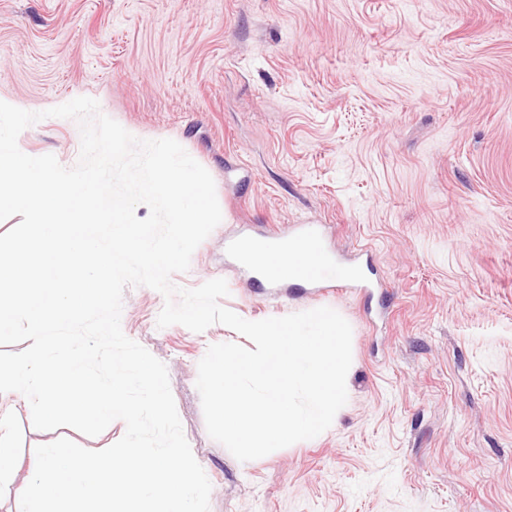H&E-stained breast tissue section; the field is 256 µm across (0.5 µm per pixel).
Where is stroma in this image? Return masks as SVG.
<instances>
[{
	"label": "stroma",
	"mask_w": 512,
	"mask_h": 512,
	"mask_svg": "<svg viewBox=\"0 0 512 512\" xmlns=\"http://www.w3.org/2000/svg\"><path fill=\"white\" fill-rule=\"evenodd\" d=\"M87 96L211 174L221 223L173 283L225 279L247 320L326 306L352 328L348 400L311 440L238 461L196 388L216 323L158 328L164 296L126 288L121 327L168 370L210 512H512V0H0V98L39 112ZM75 121L25 154L76 165ZM323 227L369 250L366 293L264 288L225 252L239 231ZM21 458L64 437L0 400Z\"/></svg>",
	"instance_id": "1"
}]
</instances>
